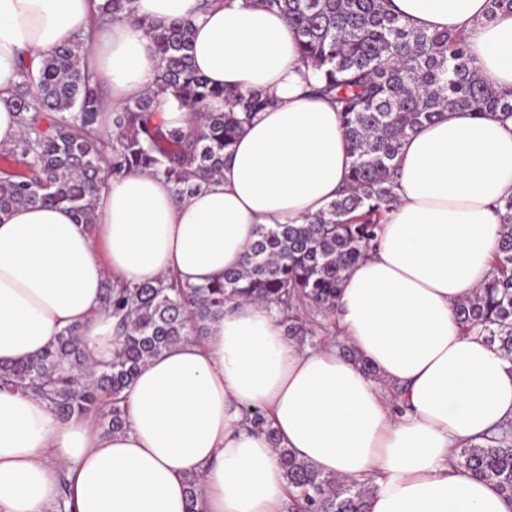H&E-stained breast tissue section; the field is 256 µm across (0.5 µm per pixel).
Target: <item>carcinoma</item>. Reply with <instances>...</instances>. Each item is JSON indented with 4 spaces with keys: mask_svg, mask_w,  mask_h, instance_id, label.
Listing matches in <instances>:
<instances>
[{
    "mask_svg": "<svg viewBox=\"0 0 512 512\" xmlns=\"http://www.w3.org/2000/svg\"><path fill=\"white\" fill-rule=\"evenodd\" d=\"M133 0H102L98 18L131 16ZM296 32L314 91L336 108L352 156L347 188L302 224L259 226L240 267L203 285L160 279L132 285L110 281L103 297L115 320L112 361L90 367L80 326L64 329L37 356L0 366V384L47 401L63 419L93 415L103 433L127 425L124 391L149 359L207 334L237 300L274 307L288 339L316 345L323 322L336 316L348 270L378 246L380 221L395 202V159L402 141L448 110L512 117V95L486 87L466 38L403 23L383 0H267ZM158 61L157 85L174 89L193 115L188 130L155 120L156 95L147 93L112 111L102 136L103 90L81 66L90 45L78 39L58 48L38 74L20 65L15 89L22 134L0 150V211L40 204L71 210L94 224L98 184L126 170L161 176L182 198L224 169V150L259 112L273 104L261 90L217 88L193 66L194 29L188 19L149 26ZM108 166L102 167L103 156ZM495 274L456 308L475 332L512 360V196L499 207ZM252 427L276 449L290 487L286 512H368L372 489L315 469L282 448L259 408L245 411ZM455 466L491 478L512 503V426L454 448Z\"/></svg>",
    "mask_w": 512,
    "mask_h": 512,
    "instance_id": "carcinoma-1",
    "label": "carcinoma"
}]
</instances>
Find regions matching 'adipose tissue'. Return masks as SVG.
<instances>
[{"label": "adipose tissue", "mask_w": 512, "mask_h": 512, "mask_svg": "<svg viewBox=\"0 0 512 512\" xmlns=\"http://www.w3.org/2000/svg\"><path fill=\"white\" fill-rule=\"evenodd\" d=\"M411 26L462 32L482 82L512 94V15L487 0H388ZM134 17L93 27L92 0H0V149L22 127L20 64L39 70L91 35L86 67L116 107L154 92L166 127L189 111L159 91L151 22L193 23V59L211 84L275 100L224 152V170L176 198L164 178L125 172L94 194L96 233L69 210L0 212V364L27 360L63 329H83L91 360L114 350L104 285L175 278L202 285L239 267L258 225L324 211L352 161L337 112L308 95L294 29L261 0H134ZM397 200L379 246L347 273L336 328L374 366L288 340L279 316L229 304L206 336L150 359L128 390L127 428L61 420L19 390H0V512H56L58 476L73 512H283L288 482L243 412H266L281 445L316 469L369 482V512H512L495 480L456 471L451 451L512 421V360L464 332L454 310L492 275L503 199L512 196V119L455 110L407 138Z\"/></svg>", "instance_id": "adipose-tissue-1"}]
</instances>
